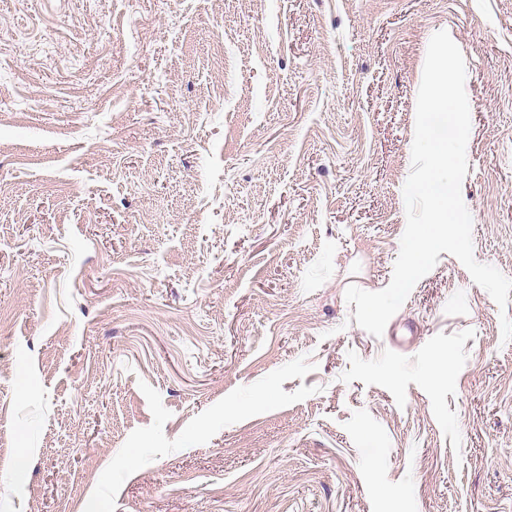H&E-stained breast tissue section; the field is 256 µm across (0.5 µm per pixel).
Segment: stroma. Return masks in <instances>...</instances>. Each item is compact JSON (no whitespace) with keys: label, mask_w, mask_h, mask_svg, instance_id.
I'll return each mask as SVG.
<instances>
[{"label":"stroma","mask_w":512,"mask_h":512,"mask_svg":"<svg viewBox=\"0 0 512 512\" xmlns=\"http://www.w3.org/2000/svg\"><path fill=\"white\" fill-rule=\"evenodd\" d=\"M440 30L512 279V0H0V512H512V301L445 252L381 337L345 299Z\"/></svg>","instance_id":"35a3bbf8"}]
</instances>
